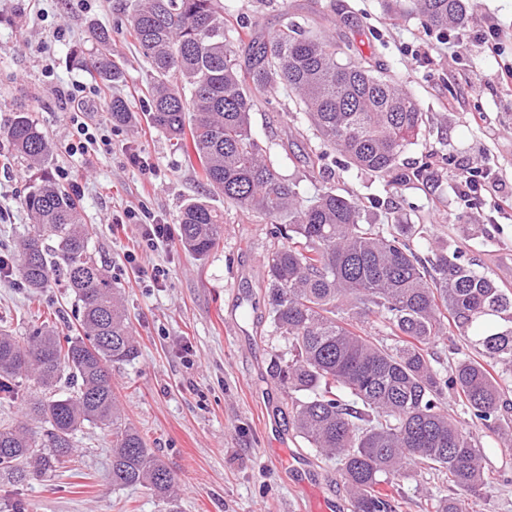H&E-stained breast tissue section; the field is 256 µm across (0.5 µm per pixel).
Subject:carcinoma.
Segmentation results:
<instances>
[{"instance_id": "cac0c4a2", "label": "carcinoma", "mask_w": 512, "mask_h": 512, "mask_svg": "<svg viewBox=\"0 0 512 512\" xmlns=\"http://www.w3.org/2000/svg\"><path fill=\"white\" fill-rule=\"evenodd\" d=\"M403 12L427 29H446L467 21L468 4L412 0ZM128 26L148 65L147 122L180 149L191 139L209 190L273 225L265 292L274 328L288 340L279 376L296 432L336 460L355 512H395L401 481L418 472L458 490L448 497L424 488L432 512H472L494 480L445 399L453 393L486 429L508 419L512 294L460 253L440 249L423 260L413 240L423 231L364 222L365 204L332 185L304 199L250 126L257 94L280 88L319 140L303 156L310 172L333 148L347 169L423 181L424 169L399 166L425 125L417 100L351 44L286 18L274 35L250 37L241 64L235 44L244 27L224 16L222 0H133ZM94 41L76 65L104 82L123 81L110 32L97 28ZM111 116L127 124L128 101L112 98ZM6 137L42 172L24 197L32 224L15 243V272L36 294L63 277L77 299L80 332L61 336L42 325L19 340L0 330V402L18 398L19 379L32 377L43 396L27 401L26 416L44 425L41 438L24 421L0 425V473L17 483L47 475L72 461L82 427L103 426L112 432V485L146 488L164 512H178L173 474L128 422L112 384L111 368L138 349L112 276L89 248L93 229L82 222L80 200L49 176L53 144L30 113L16 112ZM178 230L185 250L203 258L224 235V212L204 197L191 200ZM473 327L480 328L475 353L444 366L434 347ZM64 374L71 392L59 396Z\"/></svg>"}]
</instances>
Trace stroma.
<instances>
[{
	"label": "stroma",
	"instance_id": "stroma-1",
	"mask_svg": "<svg viewBox=\"0 0 512 512\" xmlns=\"http://www.w3.org/2000/svg\"><path fill=\"white\" fill-rule=\"evenodd\" d=\"M242 26L270 36L284 16L312 30H335L371 64L387 68L418 100L426 124L400 157L401 168L427 166V181L385 182L343 169L330 152L321 172L301 164L317 144L304 115L283 93L264 92L251 129L268 143L303 197L325 184L342 194L372 198L365 219L423 226L436 247L463 252L512 293V89L501 76L512 67V0H472L463 32L468 44L451 53L458 32L423 29L415 18L394 17L384 0H223ZM131 0H0V131L15 111L31 112L55 152L49 173L71 187L93 225L90 247L108 264L131 319L139 355L112 369L129 421L171 470L180 512H302L311 499L348 500L335 461L319 455L288 425V395L276 365L288 344L273 330L264 296V257L270 227L254 213L210 195L224 213V239L208 256L186 252L178 237L140 248L145 227L111 232L108 219L124 208L176 224L183 206L205 185L198 164L173 149L141 114L148 107L147 66L125 34ZM112 32V51L126 63V80L111 93L124 97L138 119L113 128L110 153L92 163L71 154L67 90L99 85L73 64L90 53V29ZM496 25L499 35L482 41ZM140 153L145 172L129 161ZM479 179L480 194L466 200L463 174ZM30 172L0 134V254L31 224L22 205ZM135 261H128V253ZM169 271L161 286L149 272ZM76 300L63 286L34 294L17 277L0 278V327L24 337L38 323L75 333ZM485 469L496 477L477 512H512V447L500 433L478 431ZM72 462L39 480L15 486L0 479V512L13 499L25 512H161L147 490L112 484V443L107 432L85 427L75 438Z\"/></svg>",
	"mask_w": 512,
	"mask_h": 512
}]
</instances>
